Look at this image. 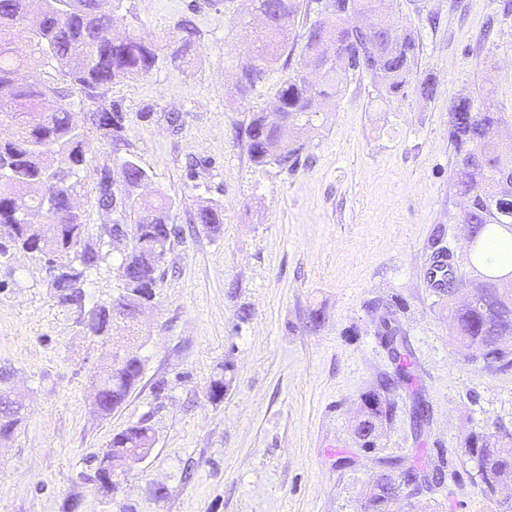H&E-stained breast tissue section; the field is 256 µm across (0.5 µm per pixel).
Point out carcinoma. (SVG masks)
Listing matches in <instances>:
<instances>
[{
  "label": "carcinoma",
  "mask_w": 512,
  "mask_h": 512,
  "mask_svg": "<svg viewBox=\"0 0 512 512\" xmlns=\"http://www.w3.org/2000/svg\"><path fill=\"white\" fill-rule=\"evenodd\" d=\"M41 2L39 23L25 22L32 4ZM265 17L258 64L238 83L246 92L260 82L266 67L275 63L288 48L295 19L299 14L316 17L302 35L305 65L318 69L319 83L309 84L299 73L286 77L278 87L272 104L284 115V123L270 128L266 112L255 113L245 129L251 160L258 166L275 165L290 169L303 148L301 136L313 126L322 111L340 94L350 76L370 75L380 94L391 97L404 91L417 77L418 43L414 33L389 20L375 25L368 16L387 14L390 0H254ZM113 25L112 11L101 7V0H0V121L10 123L12 133L0 139V258L23 252L44 265L58 256L68 257L64 270L49 281L58 306L80 313L78 324L92 336L112 335V302L85 309L87 272L110 259L111 240L89 241L90 225L82 215L65 210L68 199L93 195L99 211L112 215V231L124 233L132 242L122 261L127 273L123 294L133 305L155 299L167 254L181 238V228L171 222V203L144 201L136 212L128 211L132 186L150 180L148 171L129 153L118 160L120 179L112 168L99 169L98 180L87 188L80 171L92 153L91 142L74 122L72 110L49 105L58 94L53 83L40 77L22 82L18 72L31 58L39 65L57 71L77 86L86 100L95 101L99 91L109 85L149 72L157 61L152 43L135 34L112 42H101L98 32ZM97 135L110 141L123 140L124 115L117 106L92 111ZM505 123L491 95H464L448 107V139L454 152V186L466 206L462 223L469 226L473 259L480 267L469 276L437 266L440 278L435 290L448 298L450 335L464 349L481 356L495 371L512 369V271L491 275L494 261L486 256L481 238L493 237L502 228L512 234V140L502 139ZM42 211L49 221L60 224L58 234L46 237L35 224H27L14 211L16 198ZM195 221L218 230L222 224V205L209 200L196 213ZM467 286L471 299L453 303V289ZM400 329L389 317L380 319V336L397 361L396 379L385 378L362 395L354 436L362 448H373L383 425L396 409L392 397L396 382H410V366L398 349ZM221 367L208 388L213 401L224 398L229 387ZM143 373V362L135 354L108 362L92 377L95 412L107 417L123 406ZM10 369L0 368V439L15 435L24 419L22 397L11 390ZM145 416L112 435L108 449L96 457L95 481L98 492L107 496L112 487L100 483L101 475L123 466L132 454L150 452L155 433ZM469 459L479 457L496 472L512 475V433L470 432L461 442ZM401 469L408 481L439 484L443 466L432 476L418 477L414 467L403 459L389 462ZM483 494L498 512H512V481L493 483L477 472ZM385 474L374 477L368 494L372 512H387L390 503Z\"/></svg>",
  "instance_id": "carcinoma-1"
}]
</instances>
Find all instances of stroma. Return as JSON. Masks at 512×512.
Masks as SVG:
<instances>
[{"instance_id":"35a3bbf8","label":"stroma","mask_w":512,"mask_h":512,"mask_svg":"<svg viewBox=\"0 0 512 512\" xmlns=\"http://www.w3.org/2000/svg\"><path fill=\"white\" fill-rule=\"evenodd\" d=\"M116 33L158 50L144 76L99 97L119 105L124 137L151 180L133 203L164 197L183 234L168 253L156 300L132 349L140 383L110 417L94 413L91 378L109 345L58 308L45 266L18 253L0 260V367L14 371L27 410L0 443V512H361L382 459L419 470L443 461L441 487L393 512H496L460 443L473 430H512V371L487 369L448 336V312L431 285L436 251L471 270L453 185L448 106L491 86L512 136V0H394L399 25L418 38L416 85L382 99L371 77H349L326 121L304 137L293 170L255 165L240 129L274 97L287 72L273 64L247 94L261 31L251 0H110ZM196 33L186 36L183 25ZM220 201L224 224L194 216ZM129 242L92 273L91 301L118 295ZM392 311L414 379L375 447L354 434L362 394L394 365L379 318ZM222 400L208 386L222 364ZM429 417L416 426L414 405ZM149 416L151 454L97 492L95 458L113 433Z\"/></svg>"}]
</instances>
